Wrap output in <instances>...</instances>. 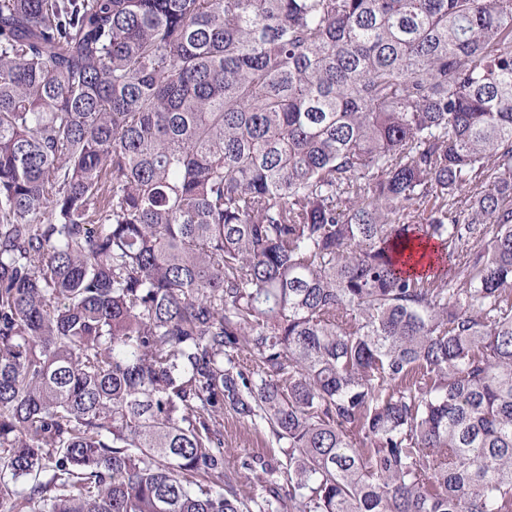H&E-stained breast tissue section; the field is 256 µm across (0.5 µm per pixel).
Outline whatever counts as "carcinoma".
I'll list each match as a JSON object with an SVG mask.
<instances>
[{
	"label": "carcinoma",
	"instance_id": "cac0c4a2",
	"mask_svg": "<svg viewBox=\"0 0 512 512\" xmlns=\"http://www.w3.org/2000/svg\"><path fill=\"white\" fill-rule=\"evenodd\" d=\"M0 512H512V0H0ZM224 447L234 448L227 463L233 466L246 456H276L282 458L278 445L263 424L243 425L230 415L224 416Z\"/></svg>",
	"mask_w": 512,
	"mask_h": 512
}]
</instances>
